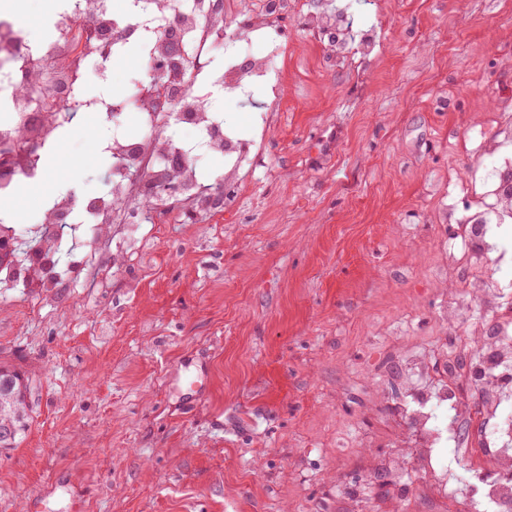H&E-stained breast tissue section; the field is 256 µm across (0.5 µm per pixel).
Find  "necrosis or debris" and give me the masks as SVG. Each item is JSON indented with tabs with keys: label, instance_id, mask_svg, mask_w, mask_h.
I'll return each mask as SVG.
<instances>
[{
	"label": "necrosis or debris",
	"instance_id": "1",
	"mask_svg": "<svg viewBox=\"0 0 512 512\" xmlns=\"http://www.w3.org/2000/svg\"><path fill=\"white\" fill-rule=\"evenodd\" d=\"M292 13L326 62L353 63L381 46L374 36L358 35L348 9L325 2L311 7L305 0H147L146 8L122 14L113 10L112 0H64L40 38L20 31L14 20L0 18V199L8 200L23 184L42 179L45 155L78 113L89 108L121 112L132 106L143 132L131 138L116 131L107 141L111 187L87 202L66 191L50 197L38 216L39 233L46 238L43 250L57 252L65 241L64 216L84 209L85 261L100 282L111 279V268L99 263L100 232L125 223L124 211L114 202L140 197L141 174L158 184L195 189L178 218L219 222L221 215L235 210L245 176L262 167L265 157L258 138H243L203 106L201 82L193 74L220 46L224 67L211 75V83L237 97H249L253 88L261 87L279 99L281 64L288 53L281 23ZM242 20L251 39L264 43L266 53L245 56L237 30ZM172 25L192 51L181 63L163 68L158 80L164 92L141 89L130 99L94 103L83 98L87 62L101 55L104 44L117 52ZM175 106L181 125L194 129L208 153L223 158L219 190L204 187L181 140L161 135ZM491 124L488 131L464 132L474 161L432 216L434 223L454 230L449 260L464 263L470 271L462 290L443 302L442 317L452 323L480 309L469 329L477 351L459 378L433 365L425 353L408 350L399 377L403 397L392 408L416 437L415 467L442 512H512V479L503 477L512 472V384H505L502 375L503 370L512 371V280L500 279L492 270L504 258L499 231L512 224V112L493 113ZM450 446L469 462L466 482L448 470L443 450Z\"/></svg>",
	"mask_w": 512,
	"mask_h": 512
}]
</instances>
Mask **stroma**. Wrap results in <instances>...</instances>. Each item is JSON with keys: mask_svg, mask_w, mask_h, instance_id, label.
Masks as SVG:
<instances>
[{"mask_svg": "<svg viewBox=\"0 0 512 512\" xmlns=\"http://www.w3.org/2000/svg\"><path fill=\"white\" fill-rule=\"evenodd\" d=\"M383 49L329 67L297 19L279 106L262 89L206 93L226 125L276 109L265 167L233 223L146 220L108 229L112 281L69 249V273L29 321L32 294L0 283V361L26 373L32 421L0 450V512H340L392 445L389 403L414 345L467 356L465 322L439 317L446 228L427 215L471 163L461 136L512 92V0H385ZM144 55L91 72L87 97L146 81ZM114 121L81 113L45 177L8 202L20 229L64 184L83 199L112 165Z\"/></svg>", "mask_w": 512, "mask_h": 512, "instance_id": "1", "label": "stroma"}]
</instances>
